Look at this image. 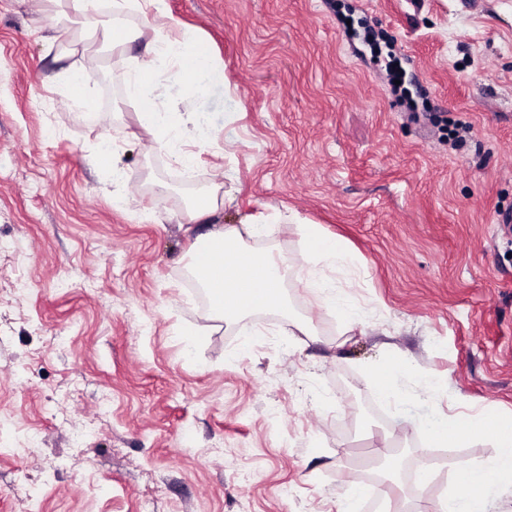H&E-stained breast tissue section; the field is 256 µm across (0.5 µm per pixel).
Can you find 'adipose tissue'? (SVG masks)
<instances>
[{
  "instance_id": "ef3b65f1",
  "label": "adipose tissue",
  "mask_w": 512,
  "mask_h": 512,
  "mask_svg": "<svg viewBox=\"0 0 512 512\" xmlns=\"http://www.w3.org/2000/svg\"><path fill=\"white\" fill-rule=\"evenodd\" d=\"M98 0H44L47 18H64L77 24L78 40L72 42L70 55L76 56L64 73L68 84L82 89L90 73L80 63V56L108 49L127 57L130 75L126 85L129 95L141 102L138 120L153 141L168 147L182 167L195 163L193 152L185 149L181 133L197 139L214 140L198 113L162 111L157 90L161 85L188 86L203 91L223 82L224 66L200 34H176L165 0H112V15L102 18ZM137 24H130L129 15ZM139 43V54H132V43ZM224 185L212 183L192 199L183 220L206 225V232L196 237L191 270L205 288L214 313L225 319L244 314L258 306L287 308L280 287L287 280L291 265L287 257L266 252L258 254L247 248L237 227L211 229L214 216L225 203ZM311 255L318 261L339 269L354 265L355 257L339 242L326 238L312 225L300 227ZM498 453L490 464H479L460 472L458 491L445 500L442 512H488L487 471H494L501 484L512 485V423L490 425Z\"/></svg>"
}]
</instances>
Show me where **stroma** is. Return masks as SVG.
<instances>
[{
    "instance_id": "stroma-1",
    "label": "stroma",
    "mask_w": 512,
    "mask_h": 512,
    "mask_svg": "<svg viewBox=\"0 0 512 512\" xmlns=\"http://www.w3.org/2000/svg\"><path fill=\"white\" fill-rule=\"evenodd\" d=\"M165 4L229 79L163 92L218 136L189 170L149 148L122 57L64 88L67 25L0 0V512H338L350 474L394 498L442 454L437 512L512 419V0ZM218 174L217 223L278 214L242 239L293 261L289 313L220 319L189 272L181 215ZM301 224L361 258L354 321L305 288ZM446 420L476 429L434 442Z\"/></svg>"
}]
</instances>
